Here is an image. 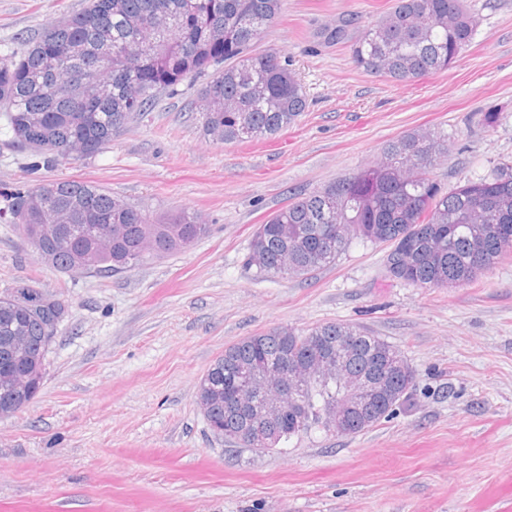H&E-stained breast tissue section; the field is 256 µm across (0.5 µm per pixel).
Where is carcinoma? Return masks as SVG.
<instances>
[{
    "label": "carcinoma",
    "instance_id": "1",
    "mask_svg": "<svg viewBox=\"0 0 512 512\" xmlns=\"http://www.w3.org/2000/svg\"><path fill=\"white\" fill-rule=\"evenodd\" d=\"M283 0H86L78 12L45 27L19 56L0 58V114L12 141L34 157L32 167L64 158L92 157L112 136L147 111L157 95L187 79L204 77L199 122L204 134L224 143L267 139L294 124L307 97L294 72L275 51L254 43L274 22ZM478 18L464 0H395L371 20L351 45L364 70L408 82L445 70L471 44ZM448 153V138L414 129L390 142L384 159L353 177L305 193L273 214L254 232L248 265L261 275L304 276L331 265L349 235L402 244L387 254L394 279L420 287L459 286L490 270L503 256L500 235L512 234V161L449 193L440 191L430 170ZM483 201L492 213L475 209ZM0 222L16 224L37 252L52 255L62 273L122 272L153 256L184 251L208 232L196 216L180 211L155 222L145 211L92 182L69 179L3 193ZM45 224H76L79 237L63 241ZM326 224H345L343 235L325 247ZM32 288L0 295V419L30 402V392L12 387V377L43 379L48 351L45 327L56 320L49 307L26 304ZM25 339L17 353V337ZM320 347L345 352L352 376L377 372L390 393L372 403L366 427L390 418L407 402L414 373L393 346L365 330L326 323L305 330L280 326L226 347L204 376L196 402L218 437L243 430L241 414L228 395L238 372L284 354L313 357ZM338 379L309 385L300 418L291 412L268 421L265 451L314 426L336 406Z\"/></svg>",
    "mask_w": 512,
    "mask_h": 512
}]
</instances>
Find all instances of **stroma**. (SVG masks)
<instances>
[{"instance_id":"1","label":"stroma","mask_w":512,"mask_h":512,"mask_svg":"<svg viewBox=\"0 0 512 512\" xmlns=\"http://www.w3.org/2000/svg\"><path fill=\"white\" fill-rule=\"evenodd\" d=\"M394 0H284L260 48L278 52L309 102L261 141L204 135L199 81L163 94L108 149L31 169L0 126V190L98 184L155 219L200 215L187 251L126 272L61 273L0 223V292L21 284L66 313L36 398L0 420V512H512V253L473 282L390 278L388 247L352 236L302 277L246 264L259 224L296 195L379 163L427 127L448 137L431 169L448 192L512 160V0H465L476 34L448 69L410 82L366 72L349 43ZM85 0H0V57ZM358 326L415 372L410 401L355 436L321 429L258 452L215 437L196 405L224 348L276 326Z\"/></svg>"}]
</instances>
